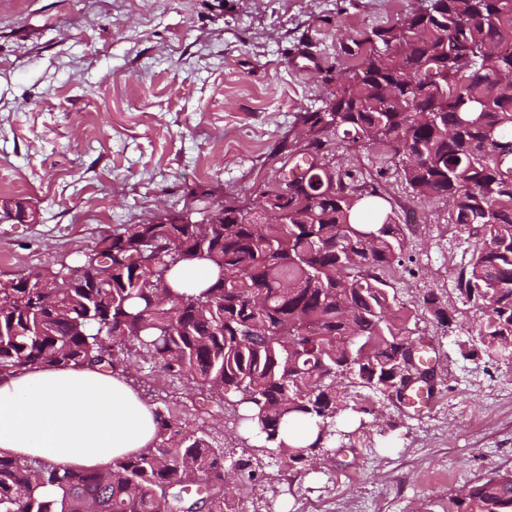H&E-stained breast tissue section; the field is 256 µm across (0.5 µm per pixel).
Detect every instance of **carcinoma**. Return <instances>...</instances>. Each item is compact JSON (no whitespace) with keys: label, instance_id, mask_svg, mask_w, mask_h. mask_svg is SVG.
Masks as SVG:
<instances>
[{"label":"carcinoma","instance_id":"cac0c4a2","mask_svg":"<svg viewBox=\"0 0 512 512\" xmlns=\"http://www.w3.org/2000/svg\"><path fill=\"white\" fill-rule=\"evenodd\" d=\"M345 50L358 62L322 108L300 113L308 139L288 149L287 169L256 205L224 204L222 224L169 214L114 231L99 248L111 270L99 288L70 279L62 258L44 268L48 288L9 278L0 288L1 375L116 371L134 358L207 398L232 386L248 451L218 448L158 409L151 446L105 472L0 454V512H241L242 492L265 478L262 455L286 450L294 475L327 451L351 408L344 384L406 397L428 356L413 337L415 311L386 279L405 254V228L376 188L318 167L340 133L387 147L416 197L431 184L454 202L448 223L475 239L455 276L458 297L479 313L470 354L512 359V92L498 87L512 72V0H425ZM196 248L224 278L193 293L168 288L156 302L173 253ZM422 307L450 324L434 292ZM296 422L316 430L304 446L282 438ZM452 503L448 512H512V470Z\"/></svg>","mask_w":512,"mask_h":512}]
</instances>
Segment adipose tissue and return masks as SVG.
Segmentation results:
<instances>
[{
	"label": "adipose tissue",
	"instance_id": "ef3b65f1",
	"mask_svg": "<svg viewBox=\"0 0 512 512\" xmlns=\"http://www.w3.org/2000/svg\"><path fill=\"white\" fill-rule=\"evenodd\" d=\"M155 410L93 365L0 376V453L107 470L155 439Z\"/></svg>",
	"mask_w": 512,
	"mask_h": 512
}]
</instances>
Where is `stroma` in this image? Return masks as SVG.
I'll use <instances>...</instances> for the list:
<instances>
[{
  "mask_svg": "<svg viewBox=\"0 0 512 512\" xmlns=\"http://www.w3.org/2000/svg\"><path fill=\"white\" fill-rule=\"evenodd\" d=\"M421 0H0V204L22 199L37 223L0 221V278L76 260L123 224L182 213L203 221L224 201L255 202L283 163L298 114L349 65L342 48L395 23ZM312 49L315 71L290 56ZM376 188L406 229L407 261L391 274L416 309L434 292L450 327L420 315L432 339L435 389L427 408L365 390L361 413L336 420L337 446L297 477L267 466L245 512H448V501L512 470V363L463 358L478 316L454 275L474 240L448 222V203L414 198L384 147L329 152ZM136 390L190 429L222 441L221 402L194 394L158 365L128 361Z\"/></svg>",
  "mask_w": 512,
  "mask_h": 512,
  "instance_id": "35a3bbf8",
  "label": "stroma"
}]
</instances>
